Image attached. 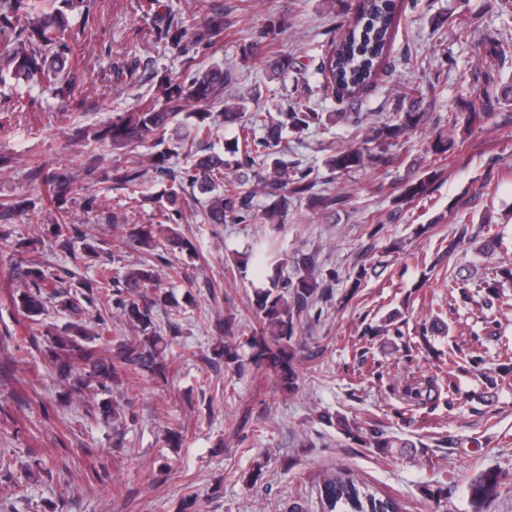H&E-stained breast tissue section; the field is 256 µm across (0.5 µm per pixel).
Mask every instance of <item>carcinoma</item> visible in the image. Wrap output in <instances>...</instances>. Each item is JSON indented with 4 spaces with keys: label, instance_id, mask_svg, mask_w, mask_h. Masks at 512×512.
Instances as JSON below:
<instances>
[{
    "label": "carcinoma",
    "instance_id": "1",
    "mask_svg": "<svg viewBox=\"0 0 512 512\" xmlns=\"http://www.w3.org/2000/svg\"><path fill=\"white\" fill-rule=\"evenodd\" d=\"M74 8V0H61V5L50 12L32 16L33 0H0V55L4 58L5 75L16 81L44 84L53 98L67 102L74 97L81 81L78 70L60 66L68 61L73 47L72 29L67 11ZM394 0H362L356 17L347 24L344 36L331 41L326 51L324 73L332 92L351 97L367 86L378 72L394 34ZM224 33V12L213 9L211 16L201 24L191 26L181 17L169 14L157 27V41L176 50L181 69L175 76L166 75L159 82L160 99L125 112L112 122L83 130V140L109 145L119 153L147 144L154 151L146 157L136 156L126 165L112 167V182L133 187L150 176L167 184L156 199V223L128 225L126 209L116 208L105 216L112 228H128L122 243L132 245L145 258L125 266V271L112 275L111 257L103 256L102 249L86 244L87 256L102 259L99 276L78 278L74 273L55 265L31 260L13 269L21 283L18 311L32 321L29 341L37 346L46 344L48 358L58 381L70 391L85 390L105 394L96 409L105 419L120 423L133 413L128 407L114 402L106 395L112 393V383L126 372L159 378L165 376V351L174 338L164 336L157 328L153 313L168 303V297L157 274L155 262L170 263L171 253L197 254L193 241L180 235L175 225L183 219V194L191 189L207 196L206 219L210 224H263L278 231L286 223L291 205L307 201L313 209H334L346 200L341 193L315 191L317 177L311 167L302 168L287 160L288 149L283 132L302 135L311 127L334 123L338 119L362 124L358 112H317L298 101L280 119L270 114H246V98L224 97V89L235 80L233 74L219 66L202 67L200 55L211 49L215 39ZM226 98L224 122L236 128L233 140L224 143V154L211 151L216 127L213 113L198 111L193 117L192 132L184 139L187 153L193 162L178 169L171 162L172 151L164 147L166 134L175 118L191 105H207ZM512 101V92L485 91L480 106L466 101L463 108L448 110V124L459 122L469 126L495 118L496 107ZM427 113L408 108L397 113V120L371 129L360 143L334 150L325 166L330 181L354 172L369 164L386 168L398 161L393 148L406 142L408 133L423 125ZM455 141L435 131L427 152L442 158L453 152ZM79 162L54 166L46 160L31 159L27 178L32 183L49 189L56 202L81 189L79 181L96 178L104 156L77 155ZM437 171L431 169L421 175L410 176L400 185L398 200L404 204L420 202L429 197ZM263 190L269 203L255 209L254 198ZM18 204L6 198L0 200V255L20 252L25 241L15 238L4 227L17 216ZM50 239L61 251H69L79 240H87L88 232L71 224L63 209L57 210L51 224ZM164 247L165 254L157 252ZM481 253L494 255L508 250L504 238L487 231L479 246ZM307 273L284 277L268 288L254 290L251 309L259 329L251 337L253 365L274 369L282 391L292 393L298 386L299 375L294 365L297 353L292 339L304 326L311 324L310 311L319 297L328 293L338 274L315 273L309 258L301 259ZM53 308L71 316L62 329H39L40 317ZM119 316L138 332L137 339L115 337L108 348L95 344L99 332L109 329L112 315ZM219 331L224 335V363H238L233 339L239 335L238 324L232 317L224 318ZM484 358L475 354L458 362L450 359L448 375L456 372H481ZM434 380L415 382L404 386L403 396L409 402H424L430 398ZM361 445L378 449L384 454L395 448H419L421 443L411 439L386 436L375 429L367 436L358 435ZM501 472L487 468L477 473L467 484L466 494L475 512L491 503L502 485ZM323 512H401L400 503L391 497H382L358 481L348 471L326 476L319 488Z\"/></svg>",
    "mask_w": 512,
    "mask_h": 512
}]
</instances>
